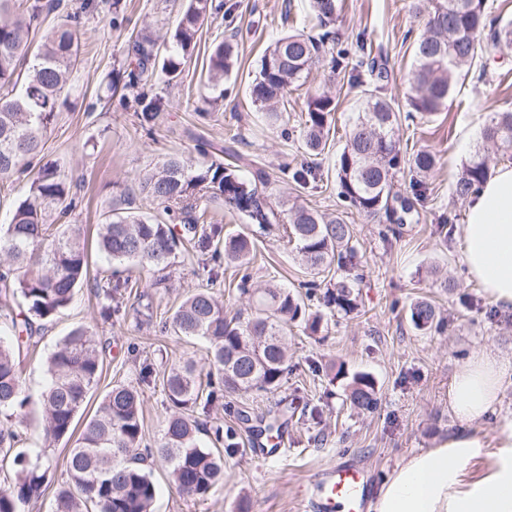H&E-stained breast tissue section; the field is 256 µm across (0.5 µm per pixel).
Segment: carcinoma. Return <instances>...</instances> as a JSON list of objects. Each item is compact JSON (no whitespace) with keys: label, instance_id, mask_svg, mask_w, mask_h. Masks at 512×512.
<instances>
[{"label":"carcinoma","instance_id":"cac0c4a2","mask_svg":"<svg viewBox=\"0 0 512 512\" xmlns=\"http://www.w3.org/2000/svg\"><path fill=\"white\" fill-rule=\"evenodd\" d=\"M98 0H81L73 7L61 0H0V181L25 172L42 151L43 135L56 121L67 97L70 70L79 56L77 29L84 16L99 10ZM310 11L320 28L336 18L338 0H309ZM221 5L213 0H189L161 60L153 46L134 44L137 63L118 71L109 85L136 92L137 117L147 131L162 117L161 99L149 96L145 86L161 70L176 78L182 65L196 51L197 33ZM60 12L63 22L50 29L36 44L35 33L43 15ZM415 17L423 33L415 43L414 68L405 92L408 111L431 117L440 111L456 87L462 72L472 69L485 52V43L502 52L512 50V24L500 27L487 21L486 0H415ZM330 31L317 35L298 32L272 42L262 56L251 84V100L268 119L276 121L274 105L291 87L305 84ZM233 68L229 47L220 44L208 62V89L223 99L220 82ZM330 69L364 86L362 104L336 157L338 196L358 213L385 215L402 224L423 196L422 181L415 182L414 198L399 200L391 177L402 157L396 131L400 110L382 95L388 70L372 56L364 35L356 39L354 55L339 53ZM336 99L315 88L307 92L304 146L311 156L320 155L335 125ZM485 146L512 152V111L493 118L483 132ZM197 158L170 157L158 171L138 178L142 194L155 201L160 214L143 216L134 211L110 209L102 214L96 247L111 262L125 264L141 273L163 272L192 245L203 255L220 262L225 258L239 266L250 262L259 237L277 236L292 244L301 256L311 281L307 299L343 317L359 311L362 275L357 269L355 228L338 216L324 219L303 206L272 204L269 176L253 168L251 161L222 145L200 143ZM418 174L430 173L435 155L420 149L408 159ZM488 174L486 156L476 152L463 166L454 187L455 196L471 195ZM70 182L57 167L44 165L33 178L29 194L14 209L9 223L0 225V317L16 323L11 300L22 298L24 336L0 337V453L14 471L13 480L0 485V512H21L20 506L40 499L57 469V461L44 448H19L16 423L25 415L29 397L19 369L20 351L30 345L40 328L66 310L77 291L93 284L100 300V316L108 321L120 311L114 304L122 290L139 282L123 278L115 270L101 280H90L89 254L83 225L68 224L52 231L46 214L60 210L63 217L75 208ZM224 199V207L238 214L247 231L224 238L223 227L212 223L201 199L206 194ZM250 296L252 313L231 318L209 288L187 296L174 311L175 335L204 340L208 345L207 367L193 361L164 370L163 391L172 413L164 421L156 447L144 442L140 388L116 384L103 396L94 414L81 422L76 417L98 387L103 358L90 329L72 328L56 345L47 362L48 382L42 392L43 437L47 446L74 440L65 458L67 481L56 497L54 512H152L157 488L152 465L168 470L171 483L187 496L204 498L224 485V449L202 444L200 435L224 441L223 428L207 429L192 415H207L224 393L258 391L275 393L288 369V328L298 324L310 336L321 330L322 315L309 311L304 299L288 288L267 285ZM409 319L423 332H437L442 322L427 299L410 304ZM378 388L373 376L358 372L345 387L349 404L369 413L378 408Z\"/></svg>","mask_w":512,"mask_h":512}]
</instances>
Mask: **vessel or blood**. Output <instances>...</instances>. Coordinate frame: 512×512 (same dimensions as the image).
Masks as SVG:
<instances>
[{"label":"vessel or blood","instance_id":"vessel-or-blood-1","mask_svg":"<svg viewBox=\"0 0 512 512\" xmlns=\"http://www.w3.org/2000/svg\"><path fill=\"white\" fill-rule=\"evenodd\" d=\"M369 480L363 468L339 462L320 478L308 512H364Z\"/></svg>","mask_w":512,"mask_h":512}]
</instances>
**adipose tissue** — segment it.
<instances>
[{
    "label": "adipose tissue",
    "mask_w": 512,
    "mask_h": 512,
    "mask_svg": "<svg viewBox=\"0 0 512 512\" xmlns=\"http://www.w3.org/2000/svg\"><path fill=\"white\" fill-rule=\"evenodd\" d=\"M462 247L469 276L493 304L512 312V165L493 169L470 195ZM511 378L512 366L489 351L473 354L448 389L459 428L438 447L406 458L385 480L372 512H512V420L499 430L489 472L465 477L485 445L477 426L495 413Z\"/></svg>",
    "instance_id": "adipose-tissue-1"
}]
</instances>
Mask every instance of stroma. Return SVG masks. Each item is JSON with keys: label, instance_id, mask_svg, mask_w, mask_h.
Returning a JSON list of instances; mask_svg holds the SVG:
<instances>
[{"label": "stroma", "instance_id": "stroma-1", "mask_svg": "<svg viewBox=\"0 0 512 512\" xmlns=\"http://www.w3.org/2000/svg\"><path fill=\"white\" fill-rule=\"evenodd\" d=\"M221 2L219 14L200 28L196 53L178 79L152 84L150 92L162 98L165 117L150 134L138 124L134 96H108L106 85L112 72L131 61L135 36L149 38L155 51H164L185 0H124L127 20L118 28L112 26V11L105 5L85 18L77 31L81 54L68 104L48 130L34 164H54L65 172L78 202L71 221L92 234L109 207L125 206L145 215L156 212V204L139 193L137 178L165 158L193 155L184 129H195L215 143L234 135L237 151L268 174L273 201L296 197L320 214L353 224L365 274L359 313L342 317L324 312L323 331L316 339L293 328L288 335L290 370L277 392L227 395L210 410L209 423L223 425L236 448L224 458L223 487L204 499H191L171 485L164 467L153 469L155 512H236L242 500L249 512H300L314 475L337 459L358 461L377 488L406 457L447 440L458 427L448 408V387L474 352L486 348L512 363V315L495 311L481 284L466 272L461 241L466 202L453 194L463 164L483 144L490 117L512 109V52L490 50L486 75L470 71L435 117L400 128L403 155L427 148L436 154L437 165L425 180L418 222L396 229L389 221L360 215L336 195V155L359 109L361 89L343 75H331L326 61L364 34L374 55L387 64L386 95L403 97L414 42L422 32L414 0H339L335 28L341 40L325 47L323 64L307 79V88L320 87L335 96L336 131L316 159L315 182L303 188L288 170L302 160L307 89L288 94L279 107L281 120L270 125L253 106L250 86L273 40L312 32L309 0ZM225 42L232 44L237 62L224 79L223 100L201 119L196 110L204 106L200 92L206 62ZM446 217L451 223L446 232H439ZM294 254L282 240L264 238L250 264H222L212 281L202 269L201 254L184 252L162 284L123 291L120 312L109 321L101 318L93 290L81 288L67 310L44 324L34 355L21 365L31 398L29 415L19 427L24 447L44 446L41 394L46 362L62 337L80 324L93 330L103 358L102 377L88 411L96 410L101 394L113 384L138 383L142 363H150L151 382L142 388L143 425L147 440L158 443L169 413L162 372L178 361L201 366L207 362L203 341L168 329L174 308L192 291L209 286L226 314L246 312L248 298L239 290L244 279L253 289L273 280L298 290L308 275ZM448 281L454 282V291L445 290ZM420 296L439 307L446 321L442 332L424 333L410 323L408 308ZM333 362L343 365L345 374L366 372L375 378L380 401L375 412H361L346 403L344 382L329 368ZM279 410L286 413L282 430L288 436L287 449L271 458L252 454L250 422Z\"/></svg>", "mask_w": 512, "mask_h": 512}]
</instances>
